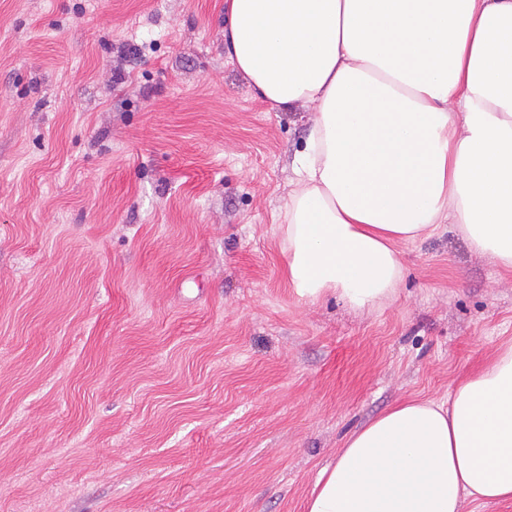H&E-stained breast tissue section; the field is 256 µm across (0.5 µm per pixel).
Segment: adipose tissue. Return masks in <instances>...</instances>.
I'll use <instances>...</instances> for the list:
<instances>
[{"mask_svg":"<svg viewBox=\"0 0 512 512\" xmlns=\"http://www.w3.org/2000/svg\"><path fill=\"white\" fill-rule=\"evenodd\" d=\"M224 49L272 110L314 106L279 230L288 284L393 301L398 246L451 224L512 272V0H224ZM512 500V342L447 402L352 431L305 512H463Z\"/></svg>","mask_w":512,"mask_h":512,"instance_id":"adipose-tissue-1","label":"adipose tissue"}]
</instances>
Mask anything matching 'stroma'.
<instances>
[{
  "instance_id": "35a3bbf8",
  "label": "stroma",
  "mask_w": 512,
  "mask_h": 512,
  "mask_svg": "<svg viewBox=\"0 0 512 512\" xmlns=\"http://www.w3.org/2000/svg\"><path fill=\"white\" fill-rule=\"evenodd\" d=\"M311 107L224 53V0H0V512H303L353 430L512 340L453 225L396 298L290 288Z\"/></svg>"
}]
</instances>
